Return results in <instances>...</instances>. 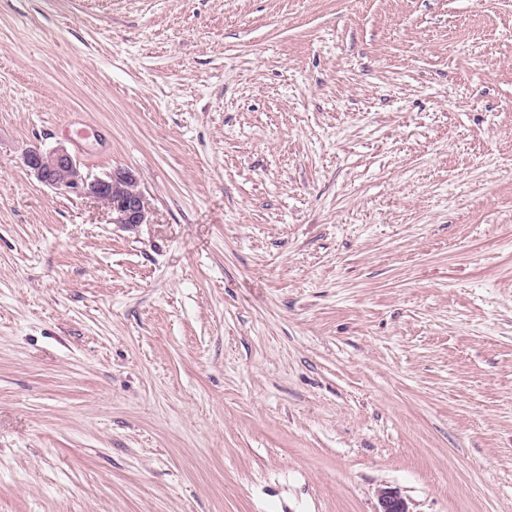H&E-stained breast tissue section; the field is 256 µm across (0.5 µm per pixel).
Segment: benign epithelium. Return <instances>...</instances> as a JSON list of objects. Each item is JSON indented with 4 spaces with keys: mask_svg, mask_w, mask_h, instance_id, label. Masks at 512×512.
<instances>
[{
    "mask_svg": "<svg viewBox=\"0 0 512 512\" xmlns=\"http://www.w3.org/2000/svg\"><path fill=\"white\" fill-rule=\"evenodd\" d=\"M22 164L45 186L94 198L108 210L112 224L133 228L151 223L139 178L130 169L116 168L92 179L83 172L80 162L62 148H29L22 155ZM377 512H409V507L398 491L385 487L379 491Z\"/></svg>",
    "mask_w": 512,
    "mask_h": 512,
    "instance_id": "7a95c632",
    "label": "benign epithelium"
}]
</instances>
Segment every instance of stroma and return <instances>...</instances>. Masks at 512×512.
I'll return each mask as SVG.
<instances>
[{"label":"stroma","mask_w":512,"mask_h":512,"mask_svg":"<svg viewBox=\"0 0 512 512\" xmlns=\"http://www.w3.org/2000/svg\"><path fill=\"white\" fill-rule=\"evenodd\" d=\"M383 487L512 512V0H0V512ZM22 164L45 186L94 198L108 210L112 224L133 228L151 221L139 178L130 169L116 168L104 177L91 179L80 162L62 148H29L22 155Z\"/></svg>","instance_id":"obj_1"}]
</instances>
